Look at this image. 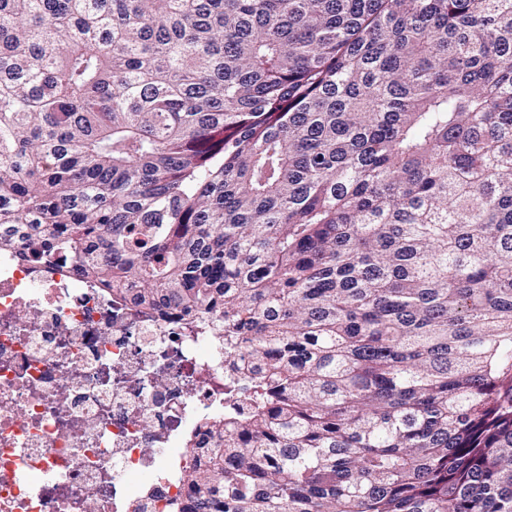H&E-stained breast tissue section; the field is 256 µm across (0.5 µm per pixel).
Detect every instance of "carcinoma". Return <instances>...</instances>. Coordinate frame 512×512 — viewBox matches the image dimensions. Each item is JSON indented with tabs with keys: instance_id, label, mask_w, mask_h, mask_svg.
Segmentation results:
<instances>
[{
	"instance_id": "carcinoma-1",
	"label": "carcinoma",
	"mask_w": 512,
	"mask_h": 512,
	"mask_svg": "<svg viewBox=\"0 0 512 512\" xmlns=\"http://www.w3.org/2000/svg\"><path fill=\"white\" fill-rule=\"evenodd\" d=\"M2 200L248 344L203 512H512V0H0Z\"/></svg>"
}]
</instances>
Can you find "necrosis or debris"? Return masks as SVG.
<instances>
[{"instance_id":"4bbe7bcc","label":"necrosis or debris","mask_w":512,"mask_h":512,"mask_svg":"<svg viewBox=\"0 0 512 512\" xmlns=\"http://www.w3.org/2000/svg\"><path fill=\"white\" fill-rule=\"evenodd\" d=\"M183 318L0 249V512H183L230 358Z\"/></svg>"}]
</instances>
